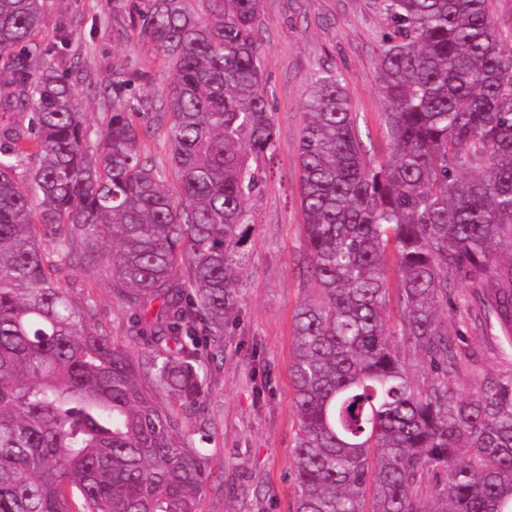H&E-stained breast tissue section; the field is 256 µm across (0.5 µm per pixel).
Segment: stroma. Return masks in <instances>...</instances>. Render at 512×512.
I'll return each instance as SVG.
<instances>
[{"label": "stroma", "mask_w": 512, "mask_h": 512, "mask_svg": "<svg viewBox=\"0 0 512 512\" xmlns=\"http://www.w3.org/2000/svg\"><path fill=\"white\" fill-rule=\"evenodd\" d=\"M130 0H47L39 40L56 43L59 15L75 26L62 54L82 80L77 93L93 131H102L112 112V58L131 70H147L149 82H134L135 96L165 97L172 76L137 40L114 38L117 20ZM384 19L372 0H262L257 37L262 72L276 129V147L260 194L251 201L256 232L247 277L240 290V317L224 328V360L212 374L207 413L215 434L207 446L210 478L203 512H292L297 485L293 471L298 417L288 375L293 315L316 293L298 263L304 248L298 149L310 77L333 68L347 88L359 135L371 157L388 155L384 102L376 77V55ZM76 304H90L130 352L139 346L127 334L132 311L114 292L105 252L86 265L61 271Z\"/></svg>", "instance_id": "stroma-1"}]
</instances>
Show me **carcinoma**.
Here are the masks:
<instances>
[{"label": "carcinoma", "mask_w": 512, "mask_h": 512, "mask_svg": "<svg viewBox=\"0 0 512 512\" xmlns=\"http://www.w3.org/2000/svg\"><path fill=\"white\" fill-rule=\"evenodd\" d=\"M260 7L138 0L116 32L172 85L129 107L113 60L92 148L63 58L31 67L55 52L36 40L45 0H0V512H201L202 367L224 359L275 150ZM374 7L387 158L363 148L334 70L312 74L304 106L299 273L317 293L296 309L288 363L294 512H512V373L458 388L486 337L512 344V35L492 0ZM163 127L177 199L140 149ZM102 249L135 357L54 277ZM450 309L468 337L448 332Z\"/></svg>", "instance_id": "carcinoma-1"}]
</instances>
